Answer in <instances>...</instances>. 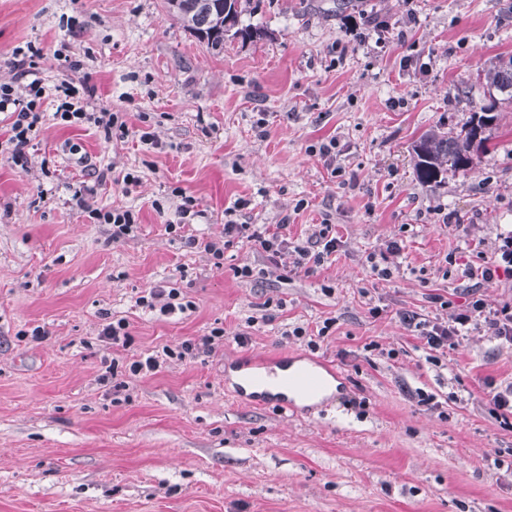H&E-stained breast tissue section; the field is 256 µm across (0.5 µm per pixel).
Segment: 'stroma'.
<instances>
[{
    "instance_id": "1",
    "label": "stroma",
    "mask_w": 512,
    "mask_h": 512,
    "mask_svg": "<svg viewBox=\"0 0 512 512\" xmlns=\"http://www.w3.org/2000/svg\"><path fill=\"white\" fill-rule=\"evenodd\" d=\"M366 13L392 33L352 31ZM241 23L260 37H226L218 52L163 0H0V80L33 43L45 84L88 76L90 111L121 113L130 131L108 142L60 125L49 100L30 172L0 155V512H512V428L483 393L489 378L512 384V345L475 331L435 362L398 320L447 317L429 297L464 302L477 261L465 241L489 246L512 226V113L440 186L419 182L410 150L478 110V73L512 54V0H258ZM330 139L336 177L312 151ZM102 170L95 207L138 218L117 243L71 199ZM185 195L197 216L181 217ZM229 207L241 224L287 223L293 241L335 224L341 245L309 273L239 244L218 269L167 231L223 244ZM391 241L400 270L382 279L367 256ZM243 265L256 277L237 278ZM154 286L193 310L137 306ZM269 299L283 303L270 321ZM328 318L318 350L289 334ZM118 319L123 347L99 338ZM36 327L45 339L29 338ZM215 327L211 350L127 374ZM292 353L341 375L312 414L238 400L224 383L232 363Z\"/></svg>"
}]
</instances>
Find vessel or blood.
Wrapping results in <instances>:
<instances>
[{
	"label": "vessel or blood",
	"instance_id": "obj_1",
	"mask_svg": "<svg viewBox=\"0 0 512 512\" xmlns=\"http://www.w3.org/2000/svg\"><path fill=\"white\" fill-rule=\"evenodd\" d=\"M259 374L241 375L236 394L259 406H274L283 412L298 413L299 403L322 393L329 379L337 378L333 367L324 373L296 364L294 358L279 357L259 361Z\"/></svg>",
	"mask_w": 512,
	"mask_h": 512
}]
</instances>
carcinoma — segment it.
<instances>
[{
  "instance_id": "obj_1",
  "label": "carcinoma",
  "mask_w": 512,
  "mask_h": 512,
  "mask_svg": "<svg viewBox=\"0 0 512 512\" xmlns=\"http://www.w3.org/2000/svg\"><path fill=\"white\" fill-rule=\"evenodd\" d=\"M254 0H164L167 12L207 46L221 50L228 32L244 39L261 36L250 27H239L240 19L253 9ZM488 98L467 125L452 135L437 130L423 133L411 145L414 169L428 186L441 184L448 171L472 168L474 153L484 146L485 131L500 120L502 106L512 105V56L501 59L479 75Z\"/></svg>"
}]
</instances>
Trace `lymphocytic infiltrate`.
Returning a JSON list of instances; mask_svg holds the SVG:
<instances>
[{
  "mask_svg": "<svg viewBox=\"0 0 512 512\" xmlns=\"http://www.w3.org/2000/svg\"><path fill=\"white\" fill-rule=\"evenodd\" d=\"M42 57L41 48H16L11 60L14 75L11 80L0 81V114L10 121L4 151L9 161L24 171L29 168L28 147L42 119L40 107L46 90L35 76ZM54 91L59 101L55 117L62 124H93L108 141L128 136L129 129L119 113L88 111L85 99L77 97L69 83L56 85ZM224 214V245L193 236L185 240L187 246L211 255L218 267L224 264L225 245L237 240L265 253L270 261L287 260L288 268L293 272H310L323 266L340 245L335 229L328 223L317 225L307 244L301 245L290 241L286 234L270 231L267 225L237 223L232 217V209H225ZM479 258V265L469 266L465 271L472 284L466 291L464 304L456 306L441 295H431L432 303L447 310V318L433 322L414 311L401 313L403 325L416 333L430 351L457 348L472 331H483L500 342L512 344V302L488 303L478 289L479 284L491 282L500 275H512V230L500 232L489 252L480 253Z\"/></svg>",
  "mask_w": 512,
  "mask_h": 512,
  "instance_id": "obj_1",
  "label": "lymphocytic infiltrate"
}]
</instances>
